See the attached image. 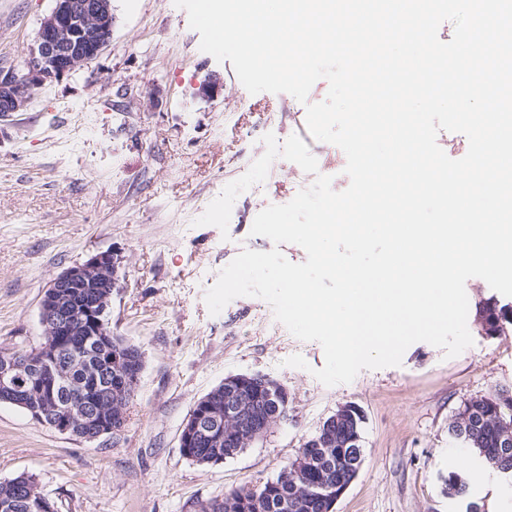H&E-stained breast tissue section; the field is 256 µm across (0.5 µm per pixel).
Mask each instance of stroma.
<instances>
[{
	"label": "stroma",
	"instance_id": "obj_1",
	"mask_svg": "<svg viewBox=\"0 0 512 512\" xmlns=\"http://www.w3.org/2000/svg\"><path fill=\"white\" fill-rule=\"evenodd\" d=\"M55 0H0V67L22 74ZM174 0H112L102 56L47 84L0 128V348L40 345L39 308L51 280L104 251L121 260L112 294L113 335L144 357L121 431L94 440L63 434L0 403V482L35 478L56 512H197L202 501L276 478L344 405L364 414V461L333 512H512V476L481 465L448 435L465 401L512 392V325L489 337L476 314L474 343L454 358L425 342L400 366L362 370L332 387L313 372L322 346L302 341L256 297L211 315L204 295L242 249L268 251L251 233L257 214L296 195L302 169L281 160L260 194L238 198L227 232L196 225L241 157L262 138L308 137L307 107L326 99L317 80L306 101L249 94L230 61L200 48ZM221 87L204 96L207 76ZM301 355L307 369L286 366ZM262 374L289 393L288 418L238 456L187 460L181 428L194 403L226 376ZM468 480L448 495L449 471Z\"/></svg>",
	"mask_w": 512,
	"mask_h": 512
}]
</instances>
